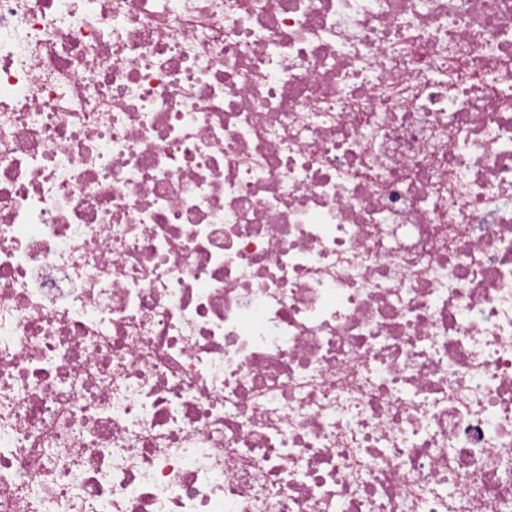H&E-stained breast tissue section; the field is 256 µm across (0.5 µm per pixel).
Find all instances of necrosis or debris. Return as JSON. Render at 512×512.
Masks as SVG:
<instances>
[{"instance_id": "obj_1", "label": "necrosis or debris", "mask_w": 512, "mask_h": 512, "mask_svg": "<svg viewBox=\"0 0 512 512\" xmlns=\"http://www.w3.org/2000/svg\"><path fill=\"white\" fill-rule=\"evenodd\" d=\"M0 512H512V0H0Z\"/></svg>"}]
</instances>
